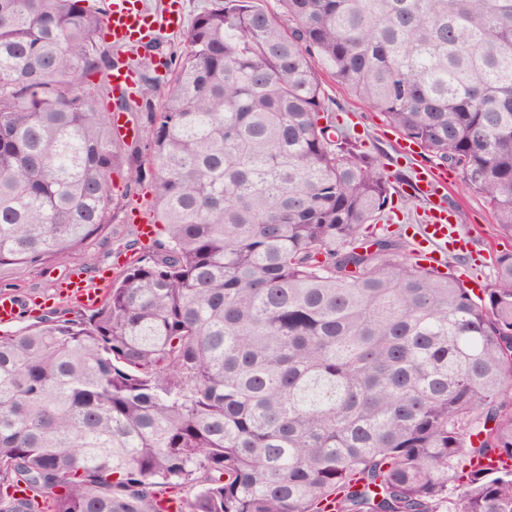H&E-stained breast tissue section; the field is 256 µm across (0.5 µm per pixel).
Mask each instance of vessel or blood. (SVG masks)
Here are the masks:
<instances>
[{
	"instance_id": "obj_1",
	"label": "vessel or blood",
	"mask_w": 512,
	"mask_h": 512,
	"mask_svg": "<svg viewBox=\"0 0 512 512\" xmlns=\"http://www.w3.org/2000/svg\"><path fill=\"white\" fill-rule=\"evenodd\" d=\"M179 16L174 11L156 14L149 11L143 0H111L110 10L105 18L104 27L113 46L124 47L134 42H146L154 37L161 28L178 27ZM114 95H130L138 86L135 70L127 67L112 69L107 75ZM414 189L422 198L437 199L438 204L422 226L417 242L418 252L424 264L437 267L448 247H466L458 227L450 219V214L440 200L448 189L446 172L425 169L417 173ZM111 279L110 273H101L98 280L87 281L78 277L68 280L58 293L59 298L77 301L87 306L97 305L102 299V288ZM28 301L12 293H0V326H9L16 322Z\"/></svg>"
}]
</instances>
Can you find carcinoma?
Returning a JSON list of instances; mask_svg holds the SVG:
<instances>
[{
  "label": "carcinoma",
  "mask_w": 512,
  "mask_h": 512,
  "mask_svg": "<svg viewBox=\"0 0 512 512\" xmlns=\"http://www.w3.org/2000/svg\"><path fill=\"white\" fill-rule=\"evenodd\" d=\"M103 28L0 0V267L146 183L158 218L87 314L0 336V512H512L473 466L512 461V0H214L136 98L88 79ZM321 64L494 213L479 294L373 231L391 182Z\"/></svg>",
  "instance_id": "1"
}]
</instances>
